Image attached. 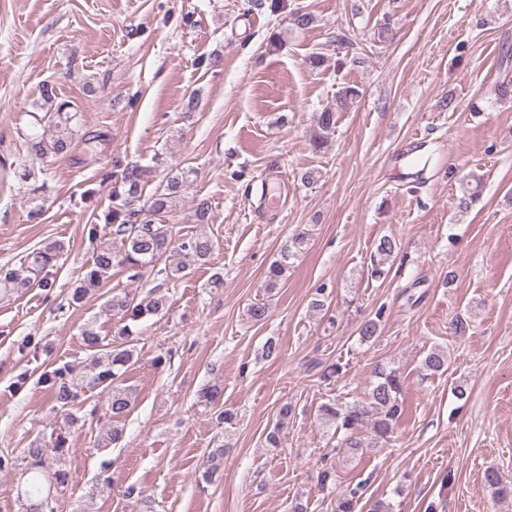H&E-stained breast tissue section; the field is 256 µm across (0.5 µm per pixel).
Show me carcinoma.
<instances>
[{"instance_id": "obj_1", "label": "carcinoma", "mask_w": 512, "mask_h": 512, "mask_svg": "<svg viewBox=\"0 0 512 512\" xmlns=\"http://www.w3.org/2000/svg\"><path fill=\"white\" fill-rule=\"evenodd\" d=\"M315 20L310 12L295 8L289 12V21L297 29L309 28ZM359 95L354 87L341 89L336 97V108H327L317 117L318 132L313 142L319 147L328 141L336 124V111L345 103ZM39 108L43 113H32L43 132L27 136L30 153L39 158L48 155H62L76 146L78 129L72 104L60 99L54 85L46 83L40 92ZM113 166L120 169V178L112 186V200L117 206L104 215V224L112 227V242L99 244L93 251L92 262L80 279V283L69 294L70 304H79L89 290L102 287L112 276V269L121 267L131 273V277L140 278L150 269L155 274L170 281L184 277L186 265L178 262L158 267L160 261L171 253H183L195 262L205 263L214 250L212 238L204 233L178 239L166 224L155 223L160 214L172 213L180 203V188L188 182L192 171L182 170L171 174L162 189L152 196L143 198V191L151 169L137 163H123L116 159ZM479 196L478 186L469 183L463 185L461 196L457 197L456 209L460 213L469 211ZM306 243L305 236L298 234L290 244L280 252V257L268 269L266 287H277L290 267V260L301 252ZM395 239L384 236L376 245L377 263L372 266L371 276L380 278L385 275L383 264L397 251ZM64 250L63 244L52 242L33 254L27 263L18 268H0V289L8 292L15 288L28 287L38 283L46 288L48 268L54 266L58 255ZM159 284L139 296L126 292L114 293L107 301L112 315L120 317L125 325L109 339L99 333L93 323L81 328L80 338L85 349L90 351L87 371L76 378L67 377V372L55 370L42 377V383L48 388L53 401V411L63 414L65 425L52 429L49 438H38L22 450L27 459L29 478L25 495L28 505L26 512H47L49 500L44 490L63 487L72 482V474L66 469L61 457L65 448V432L70 430L78 418L74 408L81 404L84 390H97L105 396L104 402L111 414V421L102 436V444L108 448L118 444L123 437L120 422L129 414L134 399L130 390L124 386L126 375L136 363L134 338L131 326L150 315L165 314L170 309L169 297ZM382 311L375 317L363 321L357 328L362 342H370L377 337ZM448 369V352L434 346L420 361V372L429 377ZM401 376L394 369L381 367L375 371V381L368 392L366 402H348L338 395L319 406L318 417L323 427L340 436L338 448H378L389 436L393 427L404 413L401 400ZM291 414L289 406L280 410V419L274 430L266 436L269 447L278 448L281 444L280 430ZM369 429L368 439L359 437L362 428ZM484 481L493 496L501 501L512 500V480L503 477L500 472L489 469ZM361 498L358 489H351L340 496L336 512H355Z\"/></svg>"}]
</instances>
